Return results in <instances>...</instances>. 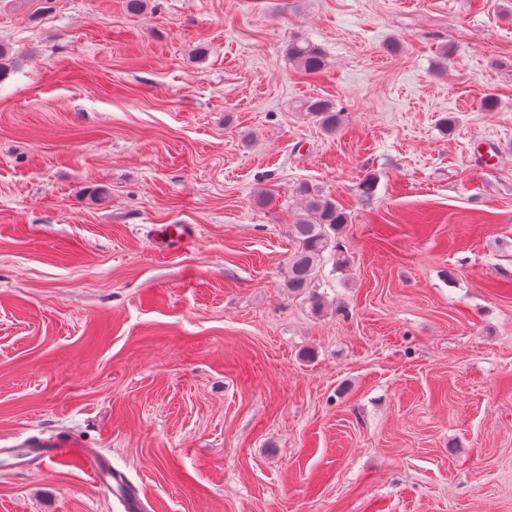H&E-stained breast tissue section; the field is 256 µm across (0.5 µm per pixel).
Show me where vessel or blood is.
I'll list each match as a JSON object with an SVG mask.
<instances>
[{"mask_svg": "<svg viewBox=\"0 0 512 512\" xmlns=\"http://www.w3.org/2000/svg\"><path fill=\"white\" fill-rule=\"evenodd\" d=\"M0 455L15 459L19 470L39 467L44 459L80 463L90 471L95 484L116 496L124 512H148V503L118 474L112 461L102 452L86 447L73 436L52 433L44 437L0 448Z\"/></svg>", "mask_w": 512, "mask_h": 512, "instance_id": "1", "label": "vessel or blood"}]
</instances>
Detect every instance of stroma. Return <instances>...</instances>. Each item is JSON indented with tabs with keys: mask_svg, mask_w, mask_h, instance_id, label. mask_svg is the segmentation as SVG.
<instances>
[{
	"mask_svg": "<svg viewBox=\"0 0 512 512\" xmlns=\"http://www.w3.org/2000/svg\"><path fill=\"white\" fill-rule=\"evenodd\" d=\"M0 44V446L152 512H512V0H0ZM304 181L349 216L319 312ZM0 512L122 509L51 463ZM287 55L306 74L318 73L325 66L321 50L302 37H294L289 41ZM300 111L308 112L317 118L323 130L335 133L342 122L343 114L336 110L335 104L324 98H308L299 104ZM295 191L302 201V208L291 224L294 249L288 258L284 286L288 293L303 296L313 309L319 310L324 307L325 300L315 289L313 270L328 250L336 253L340 264L346 263L336 235L344 224H348V215L336 199L312 183H299ZM2 455L18 460L15 468L22 471L38 468L45 458L78 462L86 466L98 487L120 500L124 512L148 511V502L112 467V460L102 452L86 448V444L74 436L52 433L19 444L3 446L0 448V457Z\"/></svg>",
	"mask_w": 512,
	"mask_h": 512,
	"instance_id": "stroma-1",
	"label": "stroma"
}]
</instances>
